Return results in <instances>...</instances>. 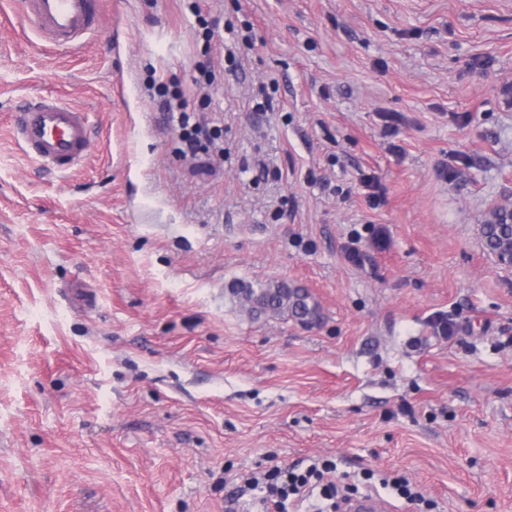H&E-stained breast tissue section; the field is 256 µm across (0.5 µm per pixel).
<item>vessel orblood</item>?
<instances>
[{"label":"vessel or blood","instance_id":"b4317fda","mask_svg":"<svg viewBox=\"0 0 512 512\" xmlns=\"http://www.w3.org/2000/svg\"><path fill=\"white\" fill-rule=\"evenodd\" d=\"M22 12L48 47L69 49L92 35L101 20L100 0H21ZM12 136L27 158L67 172L78 168L91 147L90 121L56 94L20 106Z\"/></svg>","mask_w":512,"mask_h":512}]
</instances>
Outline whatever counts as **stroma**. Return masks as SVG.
<instances>
[{
  "label": "stroma",
  "mask_w": 512,
  "mask_h": 512,
  "mask_svg": "<svg viewBox=\"0 0 512 512\" xmlns=\"http://www.w3.org/2000/svg\"><path fill=\"white\" fill-rule=\"evenodd\" d=\"M211 9L229 56L206 108L192 0H102L77 51L0 12V512H233L271 455L373 472L389 512H417L397 474L432 512H512V273L480 230L512 191V0ZM161 82L223 128L215 174ZM46 93L90 114L65 176L9 128ZM269 281L315 322L232 294ZM239 302L252 314L269 317H288L300 321L312 320L315 308L310 304L308 292L286 282L242 285L232 289Z\"/></svg>",
  "instance_id": "stroma-1"
}]
</instances>
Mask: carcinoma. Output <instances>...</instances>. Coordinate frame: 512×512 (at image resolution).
Wrapping results in <instances>:
<instances>
[{"label":"carcinoma","mask_w":512,"mask_h":512,"mask_svg":"<svg viewBox=\"0 0 512 512\" xmlns=\"http://www.w3.org/2000/svg\"><path fill=\"white\" fill-rule=\"evenodd\" d=\"M512 238V224H490L485 229V248L497 251ZM239 302L251 313L269 317H292L300 321L314 318L315 308L308 292L286 282H269L257 286L242 285L232 289Z\"/></svg>","instance_id":"carcinoma-1"}]
</instances>
